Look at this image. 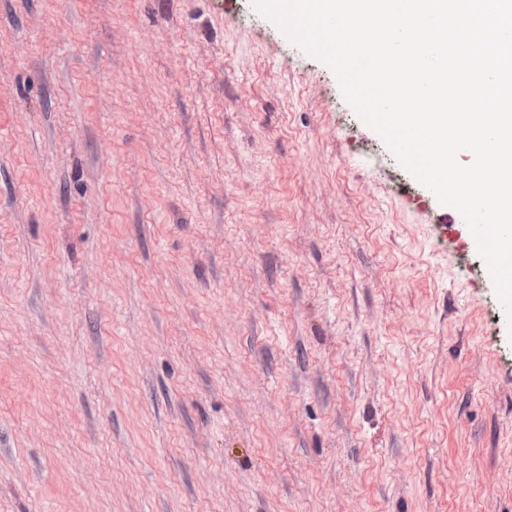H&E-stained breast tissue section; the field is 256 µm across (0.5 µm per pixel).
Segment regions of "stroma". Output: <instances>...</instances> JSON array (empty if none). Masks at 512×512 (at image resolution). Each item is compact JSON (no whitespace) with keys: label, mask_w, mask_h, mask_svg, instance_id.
Instances as JSON below:
<instances>
[{"label":"stroma","mask_w":512,"mask_h":512,"mask_svg":"<svg viewBox=\"0 0 512 512\" xmlns=\"http://www.w3.org/2000/svg\"><path fill=\"white\" fill-rule=\"evenodd\" d=\"M0 512H512L472 232L251 0H0Z\"/></svg>","instance_id":"35a3bbf8"}]
</instances>
